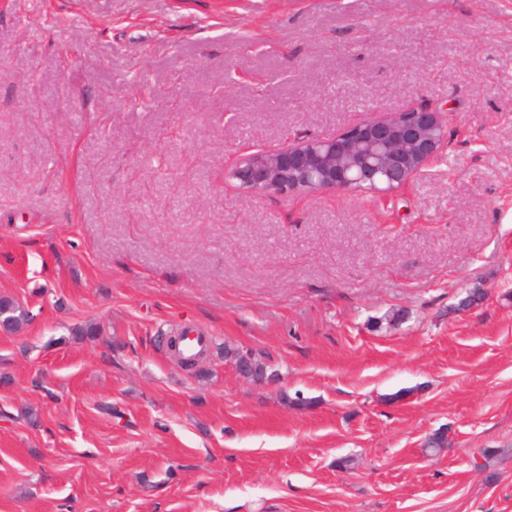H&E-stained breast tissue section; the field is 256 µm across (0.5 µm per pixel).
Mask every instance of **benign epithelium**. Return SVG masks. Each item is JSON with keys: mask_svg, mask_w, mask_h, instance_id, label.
<instances>
[{"mask_svg": "<svg viewBox=\"0 0 512 512\" xmlns=\"http://www.w3.org/2000/svg\"><path fill=\"white\" fill-rule=\"evenodd\" d=\"M448 145L446 113L428 106L370 115L328 137H302L272 151L240 154L229 174L254 196L352 192L358 187L385 196L411 183L436 162ZM255 354L240 351L233 365L254 382H268L249 372Z\"/></svg>", "mask_w": 512, "mask_h": 512, "instance_id": "obj_1", "label": "benign epithelium"}]
</instances>
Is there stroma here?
<instances>
[{"label":"stroma","instance_id":"obj_1","mask_svg":"<svg viewBox=\"0 0 512 512\" xmlns=\"http://www.w3.org/2000/svg\"><path fill=\"white\" fill-rule=\"evenodd\" d=\"M421 103L386 198L227 175ZM1 295L0 512H512V0H0ZM29 321V314L9 297H0V328L14 333ZM253 357H255V354L248 351H240L234 356L233 365L238 374L244 379H250L258 383L272 381L273 378L271 376H268L266 373L261 379L256 378L250 374L248 370V365L250 361L253 359ZM252 370L257 374H262L264 371H266L265 362L261 358L255 357L254 360L252 361Z\"/></svg>","mask_w":512,"mask_h":512}]
</instances>
